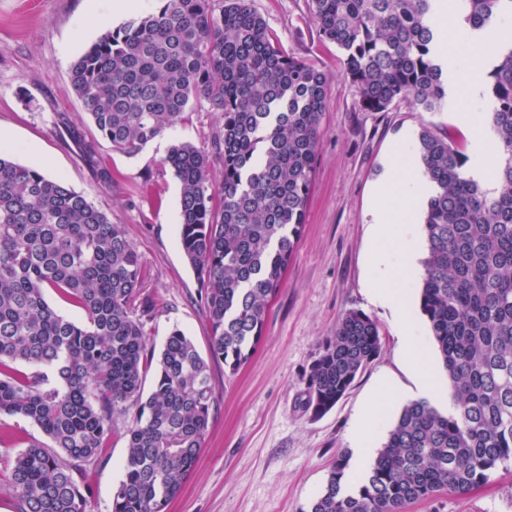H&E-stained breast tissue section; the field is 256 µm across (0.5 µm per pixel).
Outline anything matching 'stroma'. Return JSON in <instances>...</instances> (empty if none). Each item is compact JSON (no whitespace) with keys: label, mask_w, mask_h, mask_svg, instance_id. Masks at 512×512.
<instances>
[{"label":"stroma","mask_w":512,"mask_h":512,"mask_svg":"<svg viewBox=\"0 0 512 512\" xmlns=\"http://www.w3.org/2000/svg\"><path fill=\"white\" fill-rule=\"evenodd\" d=\"M251 4L285 51L327 75V109L306 224L269 303L264 335L236 373L212 364L217 410L197 468L168 512H308L337 454L356 456L354 432L369 401L381 408L367 432L376 450L402 407L423 398L391 309L369 292L376 274L372 256L387 248L370 222L374 187L400 148H416L426 127L450 133L468 160H475L476 140L493 109L489 88L472 99L470 77L463 73L455 92L472 114L470 125H462L448 106L426 112L406 100L386 112L360 111L356 89L344 75L343 53L318 35L309 0ZM123 21L113 14L111 0H0V150L65 181L112 223L124 225L141 256V293L153 303L145 319L150 346L162 348L177 328L205 356L210 324L199 282L178 244L180 186L162 160L176 142L204 145L216 130V115L189 110L179 124L133 152L112 147L98 133L70 83V69L86 47ZM103 168L112 173L111 185L98 179ZM421 270L418 263L394 269L390 285L407 291L413 334L443 385L447 377L419 309ZM351 309L378 323L381 352L332 410L312 418L304 408V381L338 319ZM43 437L30 420L0 415V512H18L10 484L13 461ZM126 455L120 428L99 460L85 468L87 512H112ZM406 512H512V470L494 472L469 494L446 491L410 504Z\"/></svg>","instance_id":"1"}]
</instances>
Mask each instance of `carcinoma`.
I'll use <instances>...</instances> for the list:
<instances>
[{
  "instance_id": "1",
  "label": "carcinoma",
  "mask_w": 512,
  "mask_h": 512,
  "mask_svg": "<svg viewBox=\"0 0 512 512\" xmlns=\"http://www.w3.org/2000/svg\"><path fill=\"white\" fill-rule=\"evenodd\" d=\"M505 11L512 0H448V13L477 30ZM310 12L320 37L341 49L360 111L408 100L434 112L448 100L431 0H311ZM502 43L510 48L490 71L495 186L469 174L448 134L425 128L417 143L431 185L419 307L454 407L403 406L368 470L353 477L348 456L337 455L308 512H406L445 490L465 495L512 465V35L494 47ZM70 82L101 136L127 152L192 107L219 113L208 145L174 144L163 160L180 183V244L201 284L209 359L177 328L154 354L148 303L138 304L141 258L124 226L0 152V415L26 418L48 439L17 454L12 487L19 512H86L84 467L122 418L128 453L112 512H167L215 414L211 363L234 374L251 359L293 259L327 77L282 49L250 0H155L89 46ZM49 290L83 320L51 306ZM380 349L377 323L345 312L311 367L306 409L330 411Z\"/></svg>"
}]
</instances>
